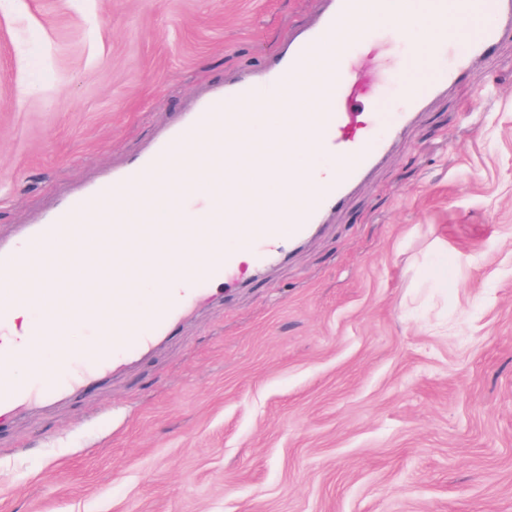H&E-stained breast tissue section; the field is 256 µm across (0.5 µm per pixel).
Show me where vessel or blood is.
<instances>
[{"label":"vessel or blood","mask_w":512,"mask_h":512,"mask_svg":"<svg viewBox=\"0 0 512 512\" xmlns=\"http://www.w3.org/2000/svg\"><path fill=\"white\" fill-rule=\"evenodd\" d=\"M316 21L294 30L273 59L243 69L231 81L202 94L174 125L161 130L120 169H107L93 184L62 195L36 223L0 236V283L16 272L38 266L43 288L27 302L36 315L29 336L10 349H0V417L32 403H53L80 391L163 340L172 322L190 312L198 297L215 282L226 280L242 256L255 269L279 263L288 245L304 241L327 223L354 188L381 162L393 142L417 120L420 111L448 94L461 80L480 82L482 68L494 50L512 43V0H320ZM424 30L421 42L405 39L414 25ZM405 43L408 55L389 78L357 70L355 58L367 51L378 33ZM334 55L336 65L322 72L316 91L320 110L308 125H288L289 146L331 157L335 166L323 174L309 166L280 175L276 190L241 179L215 178L213 155L227 152L224 133L259 123L281 105L284 91L301 96L300 79L317 60ZM400 85L403 102L391 106L386 83ZM204 145L194 171L182 172L168 192L174 206L161 204L132 209L153 173L169 171L182 162L188 148ZM264 198L252 223H241L237 206L250 197ZM288 207H281V200ZM155 228L156 247L168 254L194 248L207 260L180 271L181 285L169 287L171 265L149 267L160 282L149 292L117 279L125 287L104 288L97 268L84 267L77 287L56 281L52 246L73 239L86 248H100L107 236L122 238L129 215ZM71 305L76 317L96 323L111 320L105 338H92L73 352L69 371L39 370L32 383L22 384L9 366L31 351L53 345L60 328L48 308Z\"/></svg>","instance_id":"b4317fda"}]
</instances>
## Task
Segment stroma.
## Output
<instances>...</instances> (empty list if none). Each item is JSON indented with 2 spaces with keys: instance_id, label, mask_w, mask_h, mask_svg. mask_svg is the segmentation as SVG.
I'll return each instance as SVG.
<instances>
[{
  "instance_id": "stroma-1",
  "label": "stroma",
  "mask_w": 512,
  "mask_h": 512,
  "mask_svg": "<svg viewBox=\"0 0 512 512\" xmlns=\"http://www.w3.org/2000/svg\"><path fill=\"white\" fill-rule=\"evenodd\" d=\"M319 0H0V232L262 64ZM334 218L74 399L0 420V512H512V44ZM456 257L455 281L427 266Z\"/></svg>"
}]
</instances>
